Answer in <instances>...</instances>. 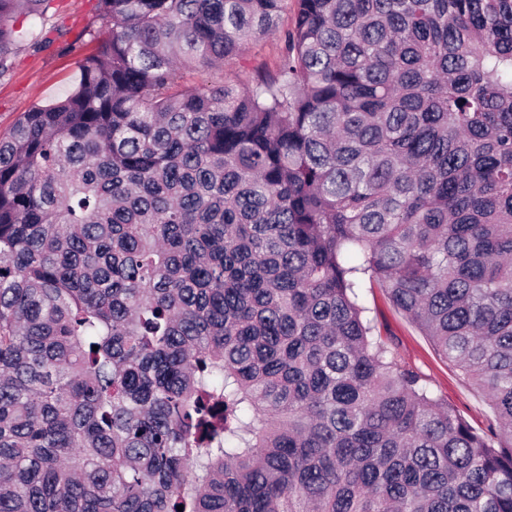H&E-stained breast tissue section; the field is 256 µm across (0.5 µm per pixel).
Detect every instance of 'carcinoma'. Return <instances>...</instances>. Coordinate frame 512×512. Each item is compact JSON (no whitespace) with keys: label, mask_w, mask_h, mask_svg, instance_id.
I'll list each match as a JSON object with an SVG mask.
<instances>
[{"label":"carcinoma","mask_w":512,"mask_h":512,"mask_svg":"<svg viewBox=\"0 0 512 512\" xmlns=\"http://www.w3.org/2000/svg\"><path fill=\"white\" fill-rule=\"evenodd\" d=\"M49 2L0 0V77ZM285 2L98 0L0 137V512H512V0ZM277 47L275 36H266L250 44L243 54V59L224 61V75L228 77L238 76L247 83L256 69L273 68L277 56ZM362 289L361 302L378 331L395 349L400 362L421 373L430 391L448 402L479 433L486 432L494 414L486 395L437 352L429 336L397 311L376 284Z\"/></svg>","instance_id":"cac0c4a2"}]
</instances>
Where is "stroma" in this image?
Here are the masks:
<instances>
[{
  "label": "stroma",
  "instance_id": "1",
  "mask_svg": "<svg viewBox=\"0 0 512 512\" xmlns=\"http://www.w3.org/2000/svg\"><path fill=\"white\" fill-rule=\"evenodd\" d=\"M96 9L97 0H51L43 17L18 19L16 26L26 38L14 47L12 68L0 78V135L25 112L57 102L72 90L79 60L95 48ZM276 56V37H264L250 44L242 59L225 61L224 74L250 80L255 70L273 68ZM361 301L400 362L421 373L430 391L477 432H485L494 420L486 395L448 365L430 338L391 305L381 288H364Z\"/></svg>",
  "mask_w": 512,
  "mask_h": 512
}]
</instances>
